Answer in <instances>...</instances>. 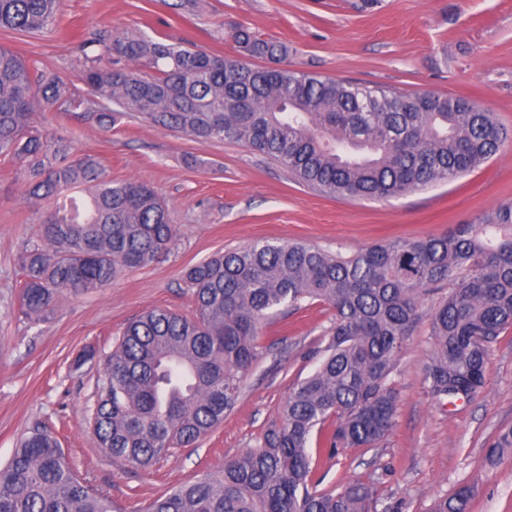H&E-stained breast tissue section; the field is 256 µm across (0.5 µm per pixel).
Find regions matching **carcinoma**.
<instances>
[{
	"label": "carcinoma",
	"instance_id": "obj_1",
	"mask_svg": "<svg viewBox=\"0 0 512 512\" xmlns=\"http://www.w3.org/2000/svg\"><path fill=\"white\" fill-rule=\"evenodd\" d=\"M61 0H0V30L50 33ZM236 54L215 55L141 32L95 34L80 92L58 72L0 46V158L21 163L27 199L47 204L38 242L19 256L22 313L45 320L63 292L108 287L168 252L169 210L148 185L114 180L90 154L35 121L56 109L111 129L124 118L199 142H241L301 184L340 198L386 200L454 181L512 140L496 115L463 96L403 94L250 59L282 61L287 46L233 29ZM195 312L151 309L129 322L104 362L93 426L114 458L149 466L212 432L257 364L263 326L282 307L334 310L314 372L291 387L280 420L256 445L144 512H375L372 483L318 489L309 445L375 447L396 417L391 374L423 314L436 350L425 381L437 397L472 400L488 382L492 345L512 329V204L443 235L406 237L350 256L304 241L258 240L187 267ZM432 301L425 307L426 301ZM512 450V428L487 448ZM475 486L429 512H471ZM0 512H116L79 477L44 426L0 468Z\"/></svg>",
	"mask_w": 512,
	"mask_h": 512
}]
</instances>
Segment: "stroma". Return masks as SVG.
<instances>
[{"label": "stroma", "mask_w": 512, "mask_h": 512, "mask_svg": "<svg viewBox=\"0 0 512 512\" xmlns=\"http://www.w3.org/2000/svg\"><path fill=\"white\" fill-rule=\"evenodd\" d=\"M238 26L286 44L291 69L405 94L467 96L512 128V0H62L56 31H0V45L76 84L78 45L95 31L140 30L230 55L229 32ZM45 127L75 152L95 155L113 179L153 187L168 205L175 238L159 262L124 272L105 290L61 296L45 321L31 323L20 310L19 255L37 240L39 211L16 164L0 161V466L34 425L49 426L76 473L122 512H141L171 486L253 447L278 421L292 385L315 370L331 324L324 304L286 310L264 328L259 362L210 435L147 469L113 458L91 425L104 360L142 311L193 314L186 267L257 239H301L350 255L377 242L442 235L512 202V144L453 182L359 200L303 186L242 143L198 142L136 117L105 131L51 111ZM434 348L430 321L422 319L391 376L398 406L390 436L333 457L311 446L313 477L324 489L374 482L376 512H429L466 482L478 487L472 512H512V458L484 459L499 430L512 426V331L493 344L489 384L469 402L430 394L424 369Z\"/></svg>", "instance_id": "stroma-1"}]
</instances>
